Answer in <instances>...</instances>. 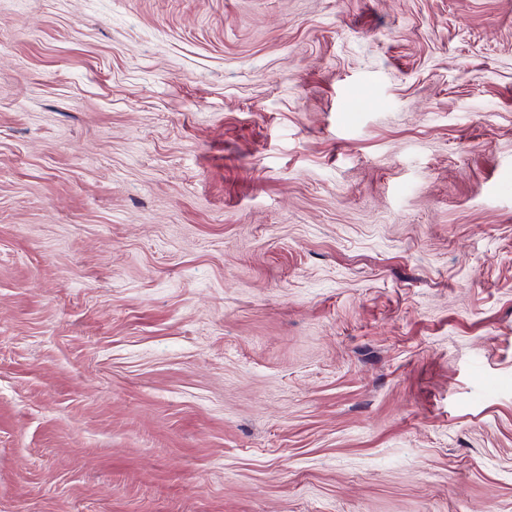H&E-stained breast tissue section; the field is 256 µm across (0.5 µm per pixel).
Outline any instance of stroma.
I'll list each match as a JSON object with an SVG mask.
<instances>
[{"instance_id": "obj_1", "label": "stroma", "mask_w": 512, "mask_h": 512, "mask_svg": "<svg viewBox=\"0 0 512 512\" xmlns=\"http://www.w3.org/2000/svg\"><path fill=\"white\" fill-rule=\"evenodd\" d=\"M0 512H512V0H0Z\"/></svg>"}]
</instances>
